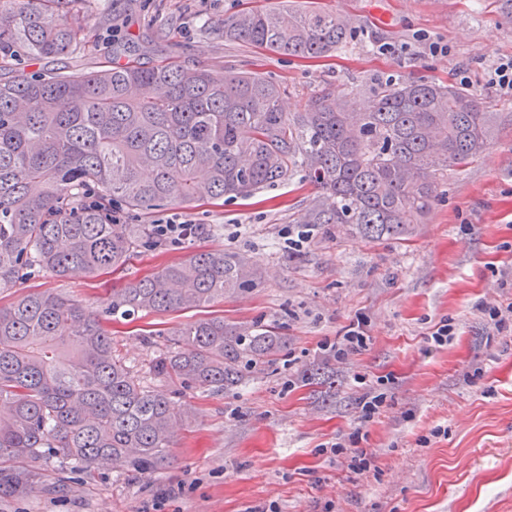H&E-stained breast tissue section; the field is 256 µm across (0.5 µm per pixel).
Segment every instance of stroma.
<instances>
[{"label": "stroma", "instance_id": "stroma-1", "mask_svg": "<svg viewBox=\"0 0 512 512\" xmlns=\"http://www.w3.org/2000/svg\"><path fill=\"white\" fill-rule=\"evenodd\" d=\"M345 15L352 39L319 60L289 58L225 41L218 27L247 6L282 0H89V47L52 61L60 70L103 65L113 53L143 64L193 62L216 72H258L285 89L288 114L305 111L326 83L351 111L371 105L380 84L410 78L470 87L494 114L492 138L448 183L413 233L370 240L336 224L307 223L318 190L305 172L252 199L204 205L183 216L203 237L140 249L119 272L43 273L0 292L53 291L102 311L113 289L156 272L188 251L244 257L260 284L216 303L226 323L272 325L285 347L264 371L229 392L184 390L196 419L181 428L165 468L136 474H71L65 458L40 460L39 489L0 495V512H512V334L488 329L485 302H512V97L485 86L490 66L512 56V18L498 0H317ZM447 44L430 54L428 44ZM197 310L111 320L112 345L135 370L167 347L165 337ZM364 317L367 346L338 360L326 347ZM455 324L448 345L427 343L440 320ZM158 331L146 344L142 330ZM482 369L476 384L465 374ZM385 391L372 420L363 397ZM378 472L347 480L325 448L355 428Z\"/></svg>", "mask_w": 512, "mask_h": 512}]
</instances>
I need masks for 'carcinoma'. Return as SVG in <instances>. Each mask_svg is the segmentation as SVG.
I'll return each instance as SVG.
<instances>
[{"instance_id": "carcinoma-1", "label": "carcinoma", "mask_w": 512, "mask_h": 512, "mask_svg": "<svg viewBox=\"0 0 512 512\" xmlns=\"http://www.w3.org/2000/svg\"><path fill=\"white\" fill-rule=\"evenodd\" d=\"M78 0H0V68L69 55L85 41ZM349 22L316 7L254 8L224 19V40L302 59L326 58ZM284 89L258 73L194 63L109 62L81 73L0 77V290L49 272L124 265L149 224H114L113 207L148 218L168 205L247 200L299 169L319 189L310 224L401 237L432 208L448 172L485 148L492 113L476 91L433 80L381 87L350 112L326 85L289 116ZM258 286L247 261L196 251L112 291L105 313L200 308ZM149 362L160 382L224 391L264 370L281 349L265 325L200 318L170 332ZM189 408L142 383L102 319L49 292L0 309V461L60 455L91 472L161 468ZM35 489L28 466L0 467V492Z\"/></svg>"}]
</instances>
